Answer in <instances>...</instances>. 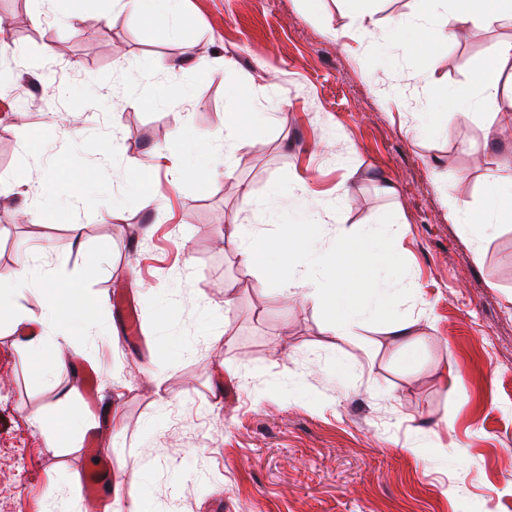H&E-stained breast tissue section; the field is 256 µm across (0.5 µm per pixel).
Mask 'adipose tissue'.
Masks as SVG:
<instances>
[{"mask_svg": "<svg viewBox=\"0 0 512 512\" xmlns=\"http://www.w3.org/2000/svg\"><path fill=\"white\" fill-rule=\"evenodd\" d=\"M121 9L157 23L172 36H180L188 19L181 0H116ZM480 99L492 101L501 127L512 130V40L501 41L490 64L473 76ZM304 221L285 224L279 236L260 238L255 225H236L229 243L241 261L279 278L291 299L318 303L327 313L337 339H353L367 318L371 305L385 303L403 278L390 264L348 267L344 258L353 254L372 255L382 246L387 230L351 236L337 233L331 247H323L319 209L306 205ZM457 223L466 226L472 240L493 236L501 224L512 221V166L499 168L489 183L484 205L473 209L455 208ZM26 290L42 294L40 313L17 308L15 298ZM94 298L79 279L58 276L50 261L36 264L33 256L17 259L14 266L0 271V319H8L13 329L24 330L23 348L37 376L51 380L66 367L67 352H82L87 338L78 329L80 322L96 313ZM43 437L57 446L84 432L88 422L79 405L69 395H60L50 414L33 417Z\"/></svg>", "mask_w": 512, "mask_h": 512, "instance_id": "obj_1", "label": "adipose tissue"}]
</instances>
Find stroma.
Masks as SVG:
<instances>
[{
	"instance_id": "stroma-1",
	"label": "stroma",
	"mask_w": 512,
	"mask_h": 512,
	"mask_svg": "<svg viewBox=\"0 0 512 512\" xmlns=\"http://www.w3.org/2000/svg\"><path fill=\"white\" fill-rule=\"evenodd\" d=\"M421 7L376 0L362 21L345 0H182L190 25L175 39L113 0H0L10 21L0 74L13 80L0 90V268L75 232L60 269L82 272L95 256L86 285L100 317L72 361L97 367L121 424L91 412L99 445L113 465L147 464L154 512H210L217 493L224 512H512V223L477 261L452 218L455 205H481L512 147L484 146L492 103L462 118L437 94L470 93L512 24L448 39L426 67L414 56ZM397 18L411 24L398 37ZM158 59L182 67L169 75ZM145 84L170 99L133 95ZM243 97L270 115L233 156L238 179L270 201L264 218L225 181L223 154L179 179L156 159L178 136L223 137L221 118ZM75 126L113 139L119 154L101 161L91 140L69 137ZM59 159L73 174L65 185L51 176ZM142 163L163 209L141 204ZM375 173L396 196L379 192ZM16 176L22 189L10 186ZM300 179L325 224L394 223L383 250L416 287L351 341L336 340L314 302L286 299L278 280L257 287L258 270L226 243L238 224L267 236L302 221L284 191ZM343 186L336 212L328 203ZM49 200L53 215L23 219ZM117 288L137 304L145 349L123 339ZM168 293L181 305L165 319L156 298ZM403 318L417 321L406 344L385 334ZM14 341L0 334V512H40L90 461L84 438L48 447L31 415L80 381L35 379Z\"/></svg>"
}]
</instances>
